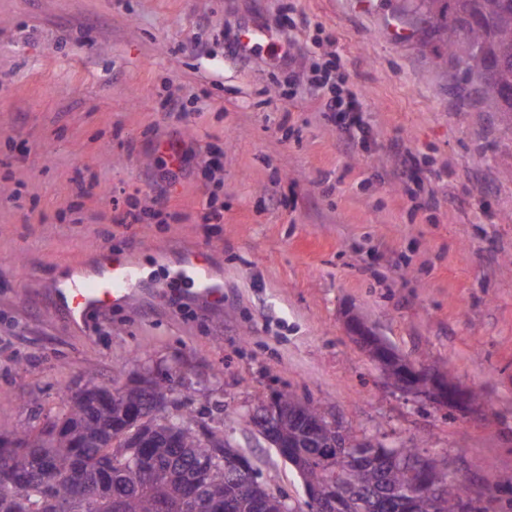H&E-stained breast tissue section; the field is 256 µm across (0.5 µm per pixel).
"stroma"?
<instances>
[{
    "label": "stroma",
    "mask_w": 512,
    "mask_h": 512,
    "mask_svg": "<svg viewBox=\"0 0 512 512\" xmlns=\"http://www.w3.org/2000/svg\"><path fill=\"white\" fill-rule=\"evenodd\" d=\"M402 3L0 0V424L42 428L64 393L149 371L300 504L299 475L245 418L287 391L512 512V127L459 98L424 33L389 36ZM284 12L291 67L230 53L225 27L278 41ZM334 58L363 94L367 147L345 145L329 91L288 84ZM167 141L193 149L184 169ZM399 148L418 158L417 194L393 173ZM211 201L222 218L206 224ZM198 249L222 305L170 277ZM109 251L153 293L83 328L56 318L55 282ZM352 313L478 400L402 391L350 337Z\"/></svg>",
    "instance_id": "35a3bbf8"
}]
</instances>
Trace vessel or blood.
I'll return each instance as SVG.
<instances>
[{
    "label": "vessel or blood",
    "mask_w": 512,
    "mask_h": 512,
    "mask_svg": "<svg viewBox=\"0 0 512 512\" xmlns=\"http://www.w3.org/2000/svg\"><path fill=\"white\" fill-rule=\"evenodd\" d=\"M268 29L244 26L239 52L249 53L265 40L270 39ZM102 271L94 277H69L58 283L55 295L57 314L71 325H79L89 315L108 316L112 310L128 306L146 279L139 265L122 253H106L101 257ZM208 260L204 250L190 254L182 263V271L191 276L195 294L208 304L219 305L224 301L223 288L210 282L207 274Z\"/></svg>",
    "instance_id": "obj_1"
}]
</instances>
